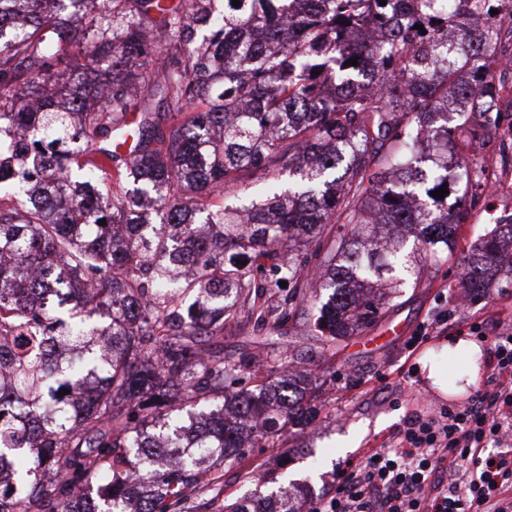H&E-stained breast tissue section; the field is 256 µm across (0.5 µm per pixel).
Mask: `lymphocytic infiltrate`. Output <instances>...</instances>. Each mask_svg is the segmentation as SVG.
<instances>
[{
    "mask_svg": "<svg viewBox=\"0 0 512 512\" xmlns=\"http://www.w3.org/2000/svg\"><path fill=\"white\" fill-rule=\"evenodd\" d=\"M489 346V375L467 405L408 416L396 443L371 448L336 476L313 512H512V336Z\"/></svg>",
    "mask_w": 512,
    "mask_h": 512,
    "instance_id": "f902f5d3",
    "label": "lymphocytic infiltrate"
}]
</instances>
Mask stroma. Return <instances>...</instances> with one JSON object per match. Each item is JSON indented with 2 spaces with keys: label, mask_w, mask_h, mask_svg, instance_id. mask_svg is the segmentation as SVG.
<instances>
[{
  "label": "stroma",
  "mask_w": 512,
  "mask_h": 512,
  "mask_svg": "<svg viewBox=\"0 0 512 512\" xmlns=\"http://www.w3.org/2000/svg\"><path fill=\"white\" fill-rule=\"evenodd\" d=\"M474 156L495 175L494 197L478 194L458 228L455 253L427 263L418 284L404 288L376 323L343 342L319 366L313 363L318 348L310 302L295 300L284 328L267 329L271 340H284L301 353L299 370L317 371L323 408L312 425L289 428L288 440L280 447L250 448L226 460L222 469L227 493L242 494L245 474L273 466L280 477L308 485L310 495L299 505L306 512L331 492L337 471L346 463L367 449L390 446L409 413L447 401L466 404L483 385L487 355L455 351L459 332L437 334L412 353L405 348L407 339L435 312L440 294L463 295L466 262L490 228L489 210L512 216V109L500 113L496 127L484 130ZM488 292V297L466 302L469 320H484L492 327L512 320V285L501 280ZM425 356L437 358L447 369V396L425 386L420 371Z\"/></svg>",
  "instance_id": "35a3bbf8"
}]
</instances>
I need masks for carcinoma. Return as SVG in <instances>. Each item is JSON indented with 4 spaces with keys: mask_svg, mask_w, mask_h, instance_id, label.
Listing matches in <instances>:
<instances>
[{
    "mask_svg": "<svg viewBox=\"0 0 512 512\" xmlns=\"http://www.w3.org/2000/svg\"><path fill=\"white\" fill-rule=\"evenodd\" d=\"M63 2L0 0V28L29 20L13 39L0 34V168L16 140L40 158L16 167L27 198L0 200V366L11 370L0 463L15 462L0 512H198L203 493L217 512H297L294 482L230 497L203 468L273 447L320 411L288 351L249 374L224 356V323L284 281L293 293L260 314L285 324L311 292L326 353L451 253L460 201L482 172L465 170L461 185L427 162L435 146L475 148L496 124L505 82L490 77L471 104L456 75L482 69L497 42L448 44L446 0H407V19L400 0H102L89 21L61 16ZM370 16L383 42L341 39ZM73 45L84 63L56 69ZM100 63L112 67L104 102L25 109L41 85ZM366 78L376 92L362 90ZM450 86L475 117L461 140ZM81 138L75 152L57 149ZM257 171L264 183L240 203L216 201ZM444 184L449 194L431 196ZM329 224L350 229L318 273L295 247ZM506 250L512 220L481 237L464 288L486 287ZM106 335L110 355L98 347ZM54 337L73 361L44 359Z\"/></svg>",
    "mask_w": 512,
    "mask_h": 512,
    "instance_id": "1",
    "label": "carcinoma"
}]
</instances>
